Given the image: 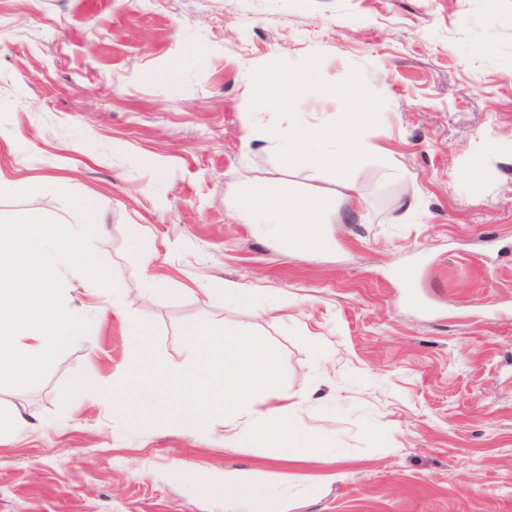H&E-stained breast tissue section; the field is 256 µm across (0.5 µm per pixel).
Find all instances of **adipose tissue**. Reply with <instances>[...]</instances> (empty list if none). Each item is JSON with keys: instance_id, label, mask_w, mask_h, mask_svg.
Wrapping results in <instances>:
<instances>
[{"instance_id": "1", "label": "adipose tissue", "mask_w": 512, "mask_h": 512, "mask_svg": "<svg viewBox=\"0 0 512 512\" xmlns=\"http://www.w3.org/2000/svg\"><path fill=\"white\" fill-rule=\"evenodd\" d=\"M363 119V112H351L339 129H320L301 137L274 128L269 136L278 143L284 159L309 156L318 166L335 171L342 181L375 149L358 133ZM349 200L346 194L333 199L299 197L288 194L282 186L268 184L257 191L239 192L235 205L249 223L263 226L284 249L318 255L329 246L326 224L332 223ZM223 485L224 512H243L249 503L275 496L273 485L257 471L225 473Z\"/></svg>"}]
</instances>
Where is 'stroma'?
Returning a JSON list of instances; mask_svg holds the SVG:
<instances>
[{"label": "stroma", "mask_w": 512, "mask_h": 512, "mask_svg": "<svg viewBox=\"0 0 512 512\" xmlns=\"http://www.w3.org/2000/svg\"><path fill=\"white\" fill-rule=\"evenodd\" d=\"M261 73L304 100L249 97ZM364 108L382 148L349 173L365 207L322 255L282 253L235 210L240 188L341 187L284 161L270 128ZM0 174L93 198L92 251L128 288L154 251L167 282L136 307L155 363L187 362L189 322L254 332L285 374L258 402L288 395L303 434L333 443L294 462L225 439L220 417L183 434L153 409L111 290L66 268L89 329L39 385L0 392V414L32 422L0 439V512H224L233 469L283 482L260 512H512V0H0ZM33 212L79 221L50 189L0 196V216ZM406 275L436 315L402 303ZM130 379L135 417L105 406Z\"/></svg>", "instance_id": "stroma-1"}]
</instances>
